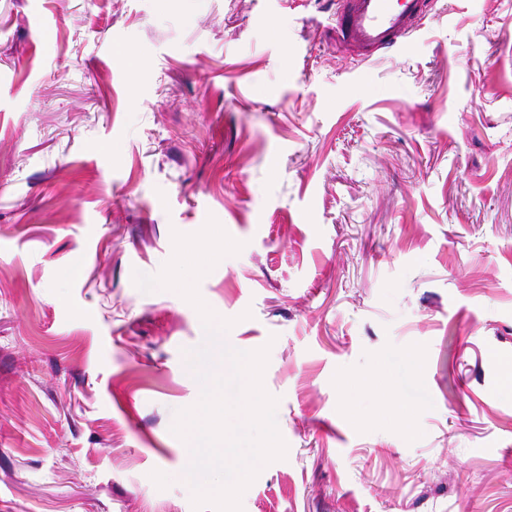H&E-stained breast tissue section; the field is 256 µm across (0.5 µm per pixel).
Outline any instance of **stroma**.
I'll return each mask as SVG.
<instances>
[{"label":"stroma","mask_w":512,"mask_h":512,"mask_svg":"<svg viewBox=\"0 0 512 512\" xmlns=\"http://www.w3.org/2000/svg\"><path fill=\"white\" fill-rule=\"evenodd\" d=\"M431 2L361 63L334 0H0V512H194L202 320L132 274L211 216L287 444L242 512H512V0Z\"/></svg>","instance_id":"35a3bbf8"}]
</instances>
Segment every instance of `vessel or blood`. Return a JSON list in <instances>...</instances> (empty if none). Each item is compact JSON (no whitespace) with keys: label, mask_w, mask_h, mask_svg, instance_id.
Wrapping results in <instances>:
<instances>
[{"label":"vessel or blood","mask_w":512,"mask_h":512,"mask_svg":"<svg viewBox=\"0 0 512 512\" xmlns=\"http://www.w3.org/2000/svg\"><path fill=\"white\" fill-rule=\"evenodd\" d=\"M336 36L369 59L409 37L426 16L427 0H336Z\"/></svg>","instance_id":"1"}]
</instances>
